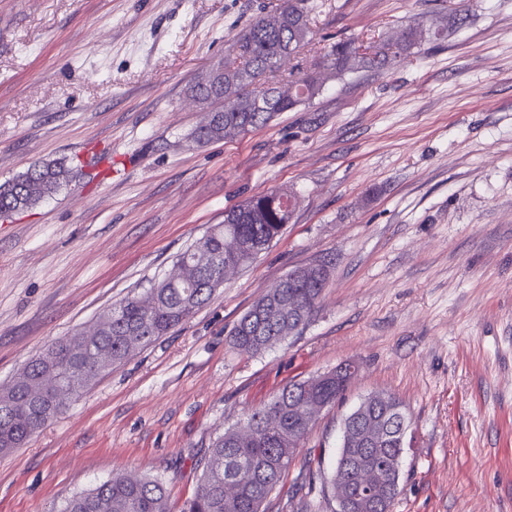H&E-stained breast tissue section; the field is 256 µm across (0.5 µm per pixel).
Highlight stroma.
Instances as JSON below:
<instances>
[{
    "mask_svg": "<svg viewBox=\"0 0 512 512\" xmlns=\"http://www.w3.org/2000/svg\"><path fill=\"white\" fill-rule=\"evenodd\" d=\"M314 66L336 40L466 13L381 70L331 80L266 126L198 147L190 85L284 0H0V184L64 158L66 186L0 217V388L47 346L173 269L224 211L273 188L299 203L212 300L0 452V512H58L126 469L171 512L195 455L286 384L353 360L346 395L298 449L269 512H330L296 489L368 395L410 426L392 512H512V0H310ZM330 277L301 333L256 354L229 332L290 270Z\"/></svg>",
    "mask_w": 512,
    "mask_h": 512,
    "instance_id": "1",
    "label": "stroma"
}]
</instances>
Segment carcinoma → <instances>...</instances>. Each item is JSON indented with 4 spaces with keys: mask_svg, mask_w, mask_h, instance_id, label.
<instances>
[{
    "mask_svg": "<svg viewBox=\"0 0 512 512\" xmlns=\"http://www.w3.org/2000/svg\"><path fill=\"white\" fill-rule=\"evenodd\" d=\"M308 0H286L275 14L261 16L243 27L230 40L224 59L199 74L191 94L214 110L207 129L191 133L199 146L234 138L267 125L282 112L312 102L328 80L365 69H379L391 58L410 52L418 44V28L405 27L403 37L357 46L338 41L324 52L314 67L288 79V95L280 92L279 72L285 60L297 55L313 39ZM465 22L461 14L437 16L431 34L440 40ZM233 97L234 112L220 111L221 98ZM71 168L64 159L35 163L12 181L0 185V215L35 207L66 185ZM297 205L292 191L273 189L226 211L224 223L215 225L204 243L182 253L177 263L190 278L172 283L153 282L126 298L98 319L94 331L80 344L60 340L42 356L30 361L19 378L0 389V452L25 444L54 418L66 403L77 399L110 365L136 349L150 344L186 320L207 303L224 280L226 246L238 244L233 259L240 267L258 257L255 246L269 247ZM329 278L323 264L304 271L305 287L295 289L299 302L288 309V295L266 293L258 298L231 331V346L242 354H256L285 340L279 324L306 325L317 308V299ZM55 378L54 398L42 395L48 377ZM351 376L319 374L285 386L269 402L255 409L242 426L224 430L195 460L200 470L194 494L181 512H268L270 497L279 487L294 459L288 453L289 408L294 400L316 399L333 405L345 394ZM396 397L388 393L365 399L366 411L354 409L343 421L340 446L327 478L328 487L343 474L357 479L367 471L379 474L378 492L391 510L398 491L390 474L394 458L403 454L408 429L404 410H394ZM375 423L382 429L370 448L350 442L358 428ZM254 429L249 448H238L241 428ZM60 512H169L163 481L129 471H119L95 488L67 499Z\"/></svg>",
    "mask_w": 512,
    "mask_h": 512,
    "instance_id": "1",
    "label": "carcinoma"
}]
</instances>
